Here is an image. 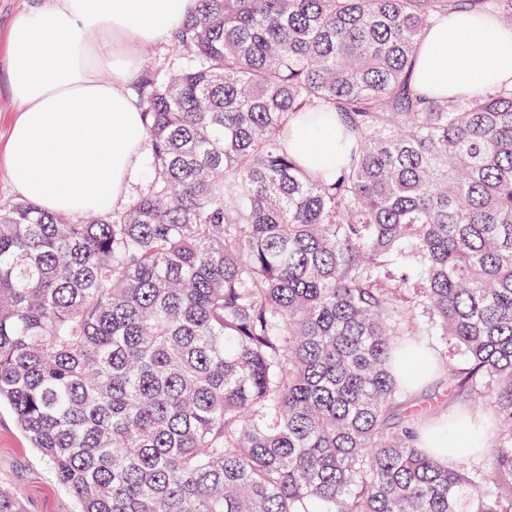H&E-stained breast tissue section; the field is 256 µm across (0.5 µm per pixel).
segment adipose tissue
Masks as SVG:
<instances>
[{"mask_svg": "<svg viewBox=\"0 0 512 512\" xmlns=\"http://www.w3.org/2000/svg\"><path fill=\"white\" fill-rule=\"evenodd\" d=\"M194 0H38L10 28V92L18 116L7 152L25 198L55 213L125 206L147 156L141 108L126 91L138 52L163 40ZM417 84L456 96L512 85V29L457 13L424 36ZM300 159L332 169L336 130L293 121L283 133Z\"/></svg>", "mask_w": 512, "mask_h": 512, "instance_id": "obj_1", "label": "adipose tissue"}]
</instances>
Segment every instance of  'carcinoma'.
<instances>
[{"label":"carcinoma","instance_id":"obj_1","mask_svg":"<svg viewBox=\"0 0 512 512\" xmlns=\"http://www.w3.org/2000/svg\"><path fill=\"white\" fill-rule=\"evenodd\" d=\"M458 12L512 26V0H196L134 84L130 202L0 210V406L74 512H512V87L412 82ZM293 118L336 125L334 175ZM452 404L496 419L476 462Z\"/></svg>","mask_w":512,"mask_h":512}]
</instances>
